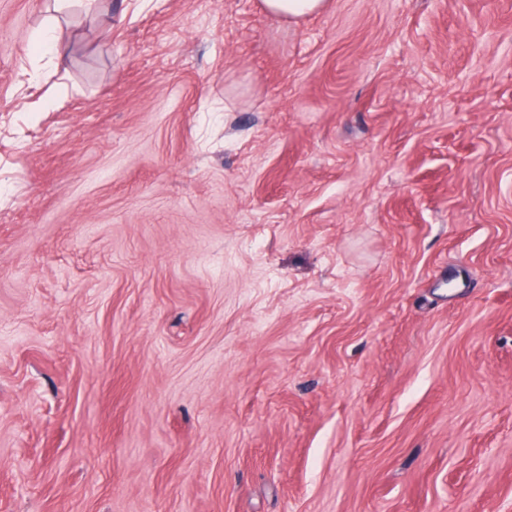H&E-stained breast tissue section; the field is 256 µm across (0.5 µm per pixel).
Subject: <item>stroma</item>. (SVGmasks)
Returning <instances> with one entry per match:
<instances>
[{
	"mask_svg": "<svg viewBox=\"0 0 512 512\" xmlns=\"http://www.w3.org/2000/svg\"><path fill=\"white\" fill-rule=\"evenodd\" d=\"M107 6L0 0V512H512V0ZM259 7L263 12L274 15L291 25H298L307 18L323 12L327 0H260Z\"/></svg>",
	"mask_w": 512,
	"mask_h": 512,
	"instance_id": "stroma-1",
	"label": "stroma"
}]
</instances>
